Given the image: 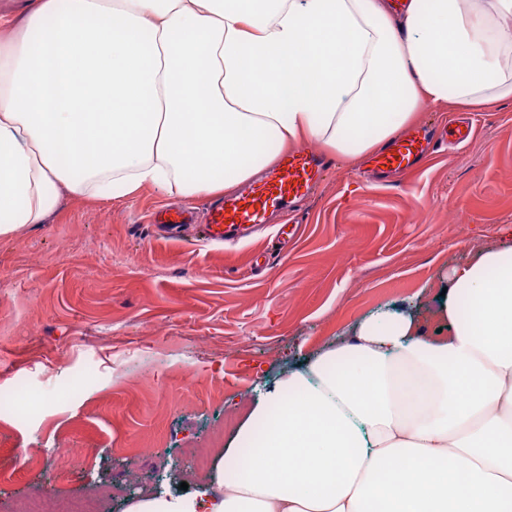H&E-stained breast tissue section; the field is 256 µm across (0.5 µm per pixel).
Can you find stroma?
<instances>
[{"mask_svg": "<svg viewBox=\"0 0 512 512\" xmlns=\"http://www.w3.org/2000/svg\"><path fill=\"white\" fill-rule=\"evenodd\" d=\"M447 142L389 181L368 158L328 166L300 209L224 245L202 231L210 197L147 188L63 197L45 223L0 240V512L32 494L125 512L147 496L218 482L244 405L367 315L415 297L430 319L440 276L512 228V101L493 112L427 107ZM171 207L195 214L157 231ZM206 461L197 471V458Z\"/></svg>", "mask_w": 512, "mask_h": 512, "instance_id": "stroma-1", "label": "stroma"}]
</instances>
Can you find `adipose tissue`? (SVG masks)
Listing matches in <instances>:
<instances>
[{
	"mask_svg": "<svg viewBox=\"0 0 512 512\" xmlns=\"http://www.w3.org/2000/svg\"><path fill=\"white\" fill-rule=\"evenodd\" d=\"M0 239L62 193L235 190L313 141L356 161L425 106L512 100V0H29L0 14ZM262 390L202 484L128 512H512V246Z\"/></svg>",
	"mask_w": 512,
	"mask_h": 512,
	"instance_id": "adipose-tissue-1",
	"label": "adipose tissue"
}]
</instances>
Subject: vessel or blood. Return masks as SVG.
<instances>
[{"label": "vessel or blood", "mask_w": 512, "mask_h": 512, "mask_svg": "<svg viewBox=\"0 0 512 512\" xmlns=\"http://www.w3.org/2000/svg\"><path fill=\"white\" fill-rule=\"evenodd\" d=\"M433 147V142L424 140L419 133L404 132L374 154L371 163L382 173L409 169ZM323 166V160L313 153L288 154L261 182L213 206L204 226L205 234L221 240L232 233H247L255 225L264 223L269 208L304 198Z\"/></svg>", "instance_id": "b4317fda"}]
</instances>
